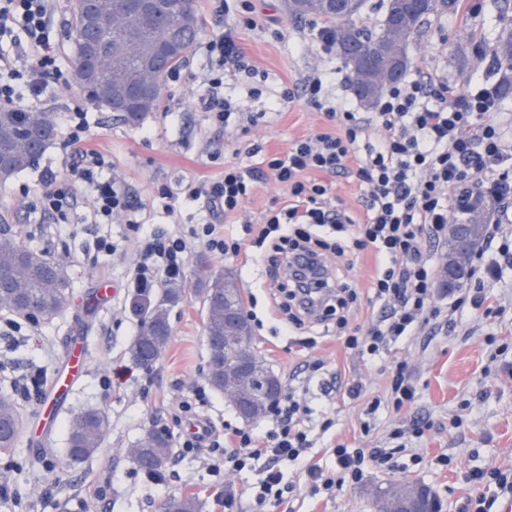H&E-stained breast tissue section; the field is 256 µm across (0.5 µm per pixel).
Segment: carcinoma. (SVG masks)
Returning a JSON list of instances; mask_svg holds the SVG:
<instances>
[{"mask_svg":"<svg viewBox=\"0 0 512 512\" xmlns=\"http://www.w3.org/2000/svg\"><path fill=\"white\" fill-rule=\"evenodd\" d=\"M93 0H72L73 22L70 42L74 65L92 71L84 83L76 87L91 105L111 112H121L133 124L155 111L168 74L183 65L196 43L202 21L194 0H154L150 18L132 36L125 35L129 26L130 0H112V40L104 41L100 61L86 55L87 33L83 17ZM383 20L380 28L369 33L358 22L360 13L328 12L320 0H287L288 14L295 18H315L336 31L346 44L357 47H377L388 60L410 63V41L431 17L443 10H454L458 0H422L407 18L391 12L392 0H383ZM345 69L356 76L354 92L365 85L371 99L378 98L389 82L384 73L387 63L373 68L354 64L348 49L337 51ZM130 83L152 87L153 92L124 109V90ZM56 124L50 112H19L0 109V180H6L32 166L54 142ZM193 292L201 299L205 310L204 328L207 338V372L205 379L211 388L224 395L241 418L253 420L243 408V398L229 382V372L235 368L237 350H224V324L238 329L245 345L243 354L258 360V351L251 343V325L244 310L239 284L230 272H215L202 267L194 273ZM182 288H163L155 303L144 311L140 330L130 351L142 365L150 366L168 343L171 329L168 306L176 303ZM72 287L64 270L45 253L22 245L9 234L0 233V310L33 321L48 320L67 308ZM109 426L107 414L99 409H87L71 420L67 434L66 454L62 464L71 466L91 456L101 444ZM23 417L15 401L0 394V455L14 453L22 433ZM166 435L152 431L132 449L135 463L148 477L162 475L170 456ZM431 489L425 485L394 484L382 492L381 512H392L399 506L425 501ZM198 502L192 497L173 496L167 512H197Z\"/></svg>","mask_w":512,"mask_h":512,"instance_id":"cac0c4a2","label":"carcinoma"}]
</instances>
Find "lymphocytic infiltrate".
<instances>
[{
  "label": "lymphocytic infiltrate",
  "instance_id": "obj_1",
  "mask_svg": "<svg viewBox=\"0 0 512 512\" xmlns=\"http://www.w3.org/2000/svg\"><path fill=\"white\" fill-rule=\"evenodd\" d=\"M239 2L238 15L231 13L226 0H218L214 8L223 29L204 46L214 67L196 99L200 111L224 127L238 112L224 95L225 82L255 75L238 37L240 27L253 24V3ZM57 10L58 0H0V41L15 40L21 32L29 42L20 60L0 55L1 107H21L25 96L39 95L56 78L58 51L50 29ZM300 94L334 127L295 141L286 153L265 158L286 200L262 223L243 225L252 244L265 252L269 281L280 297L276 307L289 324H335L347 348L376 357L391 341L414 335L441 312L453 317L468 305L481 308L486 296L479 288L457 289L447 310L434 306L437 282L431 246L439 242L451 214L470 213L473 196L483 195L493 201L495 216L488 223L485 247L471 262L482 277L496 278L502 261L512 260V233L502 227L512 218V140L487 119L499 109L497 87L474 82L452 99L439 74L423 73L388 86L374 112L364 113L333 97L321 75L312 71L300 86L283 88L277 103H292ZM70 121L75 148L65 157L66 177L48 179L39 200L41 211L65 219L74 197L72 186L81 182L90 193L94 223L131 218L135 208L128 192L118 180L104 176L105 157L91 146L82 113H71ZM342 175L355 178L364 189L361 217H353L329 198L328 178ZM256 180L255 170L228 161L219 179L188 181L184 191L189 199L203 201L210 212L231 216L240 213ZM194 242L221 257L241 250L239 239L226 237L209 223L190 225L176 237L153 235L139 252L135 292L142 295L158 283L180 281ZM354 249L371 251L377 259L372 299L380 303L381 315L363 335L349 329L354 290L326 264L328 255L341 259ZM304 254L326 265L325 279L297 283L284 278V270L298 264ZM307 412L290 389L269 409L266 430L235 428L228 442L223 433L211 429L185 437L181 447L211 460L216 473L239 471L266 459V475L255 500L278 504L284 494L283 465L304 462L309 441L300 421ZM334 454L336 469L331 473L304 463L313 485L329 489L347 479L357 482L364 475L365 461L386 469L392 459L383 448L351 451L341 444Z\"/></svg>",
  "mask_w": 512,
  "mask_h": 512
}]
</instances>
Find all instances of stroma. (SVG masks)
Here are the masks:
<instances>
[{"mask_svg": "<svg viewBox=\"0 0 512 512\" xmlns=\"http://www.w3.org/2000/svg\"><path fill=\"white\" fill-rule=\"evenodd\" d=\"M254 28L242 29L241 44L253 65L255 81L263 94L253 98L243 84L225 85L240 112L266 111L265 122L244 127L236 123L216 126L193 100L201 93L202 79L211 70V59L192 49L180 69L178 80L166 81L158 111L139 124L123 121L118 113L100 110L85 102L72 79L74 64L69 41L70 0H61L53 36L60 47V80L51 82L37 101L41 112L53 113L57 135L30 168L0 181V225L17 234L25 245L44 251L59 263L72 290L68 308L49 321H20L10 328V318L0 311V391L17 395L21 375L39 372L48 382L41 393L49 395L52 381L62 373L66 350L81 344L87 354L82 374L64 396L54 421L43 422L39 401L21 403L25 428L12 458L0 457V472L7 473L18 498L0 497V512H163L171 494L195 497L198 512H224V487L237 491L234 512H377L375 498L380 488L397 482H417L435 493L441 512H463L478 492L469 482L477 467L512 472V265L503 267L501 277L486 281L484 292L493 315L465 307L456 327L443 319L431 320L415 335L390 344L388 351L370 359L347 349L343 337L316 336L308 329L294 336L280 334V323L271 303L269 282L252 251L225 259L205 247L192 245L188 266H210L232 270L243 291L253 301L258 318L252 327L254 345L282 385L296 389L312 413L305 424L311 429V445L305 452L323 468L335 466L332 448H390L400 446L395 467L384 471L366 466L362 480L345 482L336 490L312 492L297 464L284 467L283 483L289 491L279 505L258 506L254 493L265 476V461L252 462L239 472L221 477L211 475L202 458L182 453L179 426L172 419L188 390L204 381L207 348L203 330L202 304L194 295L193 278L180 286L185 293L169 308L172 332L159 359L149 367L130 354L131 342L139 331L142 316L137 309L140 296L128 292L140 248L151 234L181 233L184 225L212 222L226 234L237 236L241 225L225 222L223 216L208 214L201 203L179 197L178 219H171L157 200L161 186L178 187L191 179L211 181L224 169L225 157L233 150L244 152L247 165L261 170L255 188L244 201L242 218L262 221L269 210L281 206L284 194L273 178L263 173V158L286 153L297 139L320 131L324 120L305 100L269 111L268 106L283 87L299 82L312 70H320L337 94L355 101L356 96L338 55L322 54L306 34V19H295L284 9V0H253ZM458 12H442L416 36L410 46L408 77L425 70L448 76V93L466 90L469 80L482 78L498 85L506 71L495 58L498 41L512 35V0H482L478 14L458 27ZM85 113L92 144L107 162L106 175L124 183L138 208L139 231L125 221L95 226L85 223L88 192L76 187L77 207L67 224L54 223L32 202L47 174L64 175L62 158L69 152V116ZM110 235L118 251L97 254V234ZM373 254L352 256L343 271L344 279L356 290L351 325L367 327L373 317L369 287L375 271ZM311 347H302L305 339ZM502 356H494L497 346ZM321 362L318 372L307 369ZM405 363L415 387V399L395 412L380 407L370 430H363L364 410L373 400L384 399L388 372ZM362 386L359 397H351V383ZM104 410L110 428L100 448L80 464L58 468L64 456L68 424L85 409ZM461 414L463 424L449 429L448 418ZM334 421L321 432L322 418ZM168 425L172 447L162 485L148 482L138 470L129 450L149 430ZM422 425L425 434L415 438L413 428ZM448 457V465L437 457ZM96 485L99 498L86 503L84 490Z\"/></svg>", "mask_w": 512, "mask_h": 512, "instance_id": "stroma-1", "label": "stroma"}]
</instances>
